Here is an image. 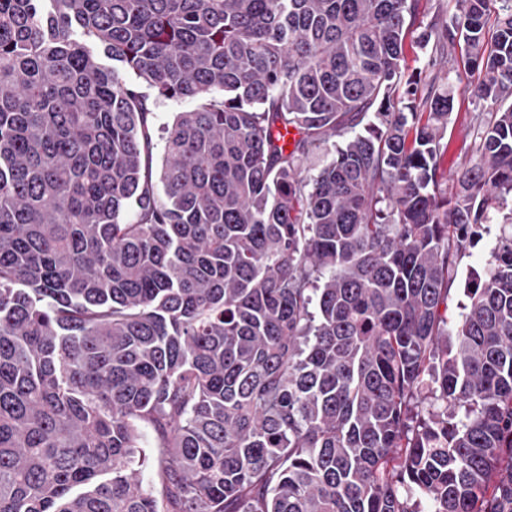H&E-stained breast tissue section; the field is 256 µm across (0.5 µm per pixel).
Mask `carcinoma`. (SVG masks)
Here are the masks:
<instances>
[{"label":"carcinoma","instance_id":"carcinoma-1","mask_svg":"<svg viewBox=\"0 0 512 512\" xmlns=\"http://www.w3.org/2000/svg\"><path fill=\"white\" fill-rule=\"evenodd\" d=\"M457 3L450 193L419 0H0V512H512V0ZM457 12L455 0H421L420 15L418 23L412 27L406 34L403 45L402 69L408 76H419L420 84L426 83L436 73L437 69L429 66V60L432 57L431 46L426 50H421L417 44V37L422 28L435 19L449 22ZM476 76L465 71L462 64L454 63L448 75V87L453 95L454 109L448 123V158L446 168L455 171L464 164L472 153L475 133L474 117L478 112L486 114L491 109L487 103L475 101L471 85ZM149 105L152 111V123L155 129L162 128L173 121L176 112L190 110L196 106L193 101H155L154 97L149 98ZM497 234V226L491 225L487 232H483V238L458 261L454 273L450 275L448 281V327H452L463 311L462 306L467 303L464 294L466 283L473 280L478 274H482L490 258V250Z\"/></svg>","mask_w":512,"mask_h":512}]
</instances>
